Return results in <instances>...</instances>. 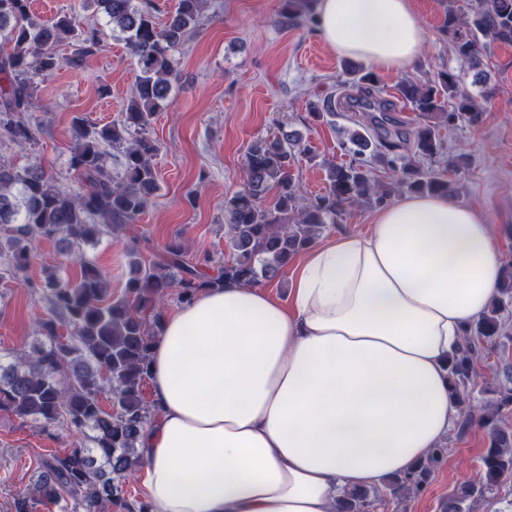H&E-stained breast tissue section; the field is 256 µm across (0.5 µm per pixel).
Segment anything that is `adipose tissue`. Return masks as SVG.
I'll return each mask as SVG.
<instances>
[{"label": "adipose tissue", "instance_id": "1", "mask_svg": "<svg viewBox=\"0 0 512 512\" xmlns=\"http://www.w3.org/2000/svg\"><path fill=\"white\" fill-rule=\"evenodd\" d=\"M338 55L409 68L428 38L411 0H317ZM365 234L309 251L290 303L204 289L167 311L141 438L150 512H336L412 471L458 408L448 361L496 294L502 258L477 207L409 194Z\"/></svg>", "mask_w": 512, "mask_h": 512}]
</instances>
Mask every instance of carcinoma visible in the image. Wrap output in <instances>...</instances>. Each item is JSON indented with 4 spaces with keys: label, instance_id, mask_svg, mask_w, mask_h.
I'll list each match as a JSON object with an SVG mask.
<instances>
[{
    "label": "carcinoma",
    "instance_id": "1",
    "mask_svg": "<svg viewBox=\"0 0 512 512\" xmlns=\"http://www.w3.org/2000/svg\"><path fill=\"white\" fill-rule=\"evenodd\" d=\"M103 9L112 31L119 33L136 60L138 74L122 119L99 126L76 116L74 145L68 169L80 182L73 192L39 162L19 167L0 159V255L7 262L0 279L16 280L46 303L47 314L36 319L37 336L29 349L0 357V412L46 429L57 423L86 441L83 447L54 454L41 471L18 512L74 499L82 512H104L120 498L122 482L143 464L138 442L157 414L145 397L150 379L152 338L160 329L165 302L171 294L190 302L204 288L224 283L256 285L281 277L283 270L329 227L340 224L349 210L383 207L397 192L452 196L455 183L408 161L403 149L431 163L444 155L437 129L464 122L476 125L483 112L458 88L457 76L446 71L432 84L402 80L396 85L401 101L416 113V126L407 130L395 110L378 95V79L368 66L349 64L340 81L356 90L354 97L329 96L310 104L316 121H327L340 106L368 114L369 123L356 122L344 143L352 154L347 164L326 165L322 193L303 198L293 165L296 155L311 156L297 131L280 129L273 138L251 146L245 155V180L240 191L225 200L232 260L214 265L208 255L191 261L182 242H168L162 255L145 260L128 252L130 277L124 292L112 296L101 269L85 258L82 247L104 234L136 223L158 191L155 160L159 145L146 136L154 116L172 102L180 80L172 54L199 26L203 0H178L163 24L156 20L152 0H94ZM316 0H280V23L294 27L315 16ZM450 52L474 71L484 86L483 58L494 45H512V0H476L461 18L448 6L441 25ZM74 46L63 60L55 54L61 43ZM100 46L98 32L84 29L67 15L51 22L32 17L30 0H0V141L33 144L38 128L19 114L41 108L38 82L62 64L78 69ZM122 153L121 174L110 170L103 146ZM381 166L393 178L381 183L372 175ZM34 239L53 242L64 257L76 262L79 276L66 279L60 267L44 269L33 281L25 276ZM512 300V263L503 265L493 301L465 333L464 344L452 357L450 381L456 401L475 382V366L488 358L484 343L502 334L503 312ZM69 334L66 342L59 340ZM110 407L104 408L103 401ZM512 404V390L495 401L475 407L467 403L465 424L488 431L489 448L482 457L484 481L464 484L443 505V512H470L471 503L512 477V431L499 425L502 407ZM436 448L412 472L385 480L393 495L418 491L431 466L443 456ZM378 493L375 487L343 493L337 512H368Z\"/></svg>",
    "mask_w": 512,
    "mask_h": 512
}]
</instances>
